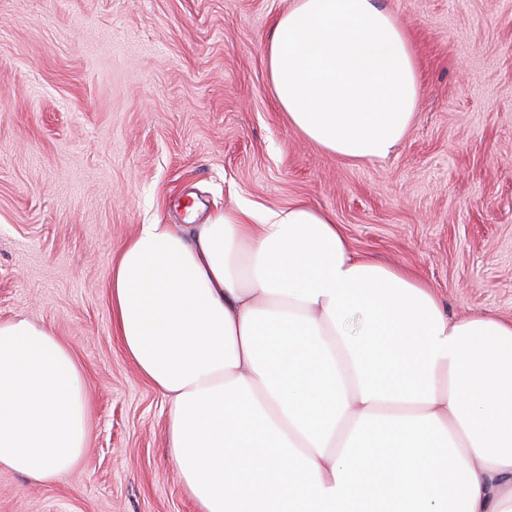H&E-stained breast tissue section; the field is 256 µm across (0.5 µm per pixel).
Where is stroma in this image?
Listing matches in <instances>:
<instances>
[{"label":"stroma","mask_w":512,"mask_h":512,"mask_svg":"<svg viewBox=\"0 0 512 512\" xmlns=\"http://www.w3.org/2000/svg\"><path fill=\"white\" fill-rule=\"evenodd\" d=\"M421 81L386 158L289 126L266 46L292 0H0V319L45 325L88 396L75 470H0V512H196L168 404L112 327L108 277L143 224L304 203L412 272L449 316L512 319V0H378Z\"/></svg>","instance_id":"35a3bbf8"}]
</instances>
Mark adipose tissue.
<instances>
[{
    "instance_id": "1",
    "label": "adipose tissue",
    "mask_w": 512,
    "mask_h": 512,
    "mask_svg": "<svg viewBox=\"0 0 512 512\" xmlns=\"http://www.w3.org/2000/svg\"><path fill=\"white\" fill-rule=\"evenodd\" d=\"M290 126L353 161L408 134L420 82L375 0H294L267 44ZM112 322L167 401L198 512H512V320L452 318L406 270L305 204L144 224L109 273ZM82 371L0 321V469L49 483L87 445Z\"/></svg>"
}]
</instances>
